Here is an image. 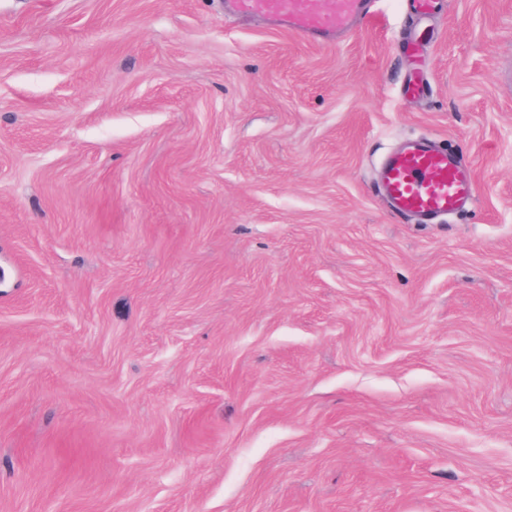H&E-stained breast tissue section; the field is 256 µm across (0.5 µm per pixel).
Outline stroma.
Returning a JSON list of instances; mask_svg holds the SVG:
<instances>
[{"mask_svg": "<svg viewBox=\"0 0 512 512\" xmlns=\"http://www.w3.org/2000/svg\"><path fill=\"white\" fill-rule=\"evenodd\" d=\"M0 512H512V0H0ZM375 0H231L236 14L262 17L325 43L371 14ZM382 180L393 212L420 223L456 213L475 197L469 168L428 139L411 140L391 154Z\"/></svg>", "mask_w": 512, "mask_h": 512, "instance_id": "stroma-1", "label": "stroma"}]
</instances>
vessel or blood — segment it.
<instances>
[{"label": "vessel or blood", "instance_id": "1", "mask_svg": "<svg viewBox=\"0 0 512 512\" xmlns=\"http://www.w3.org/2000/svg\"><path fill=\"white\" fill-rule=\"evenodd\" d=\"M374 0H231L234 13L262 17L310 41L325 43L371 14ZM383 192L398 216L421 223L469 206V168L428 139L407 142L386 160Z\"/></svg>", "mask_w": 512, "mask_h": 512}]
</instances>
